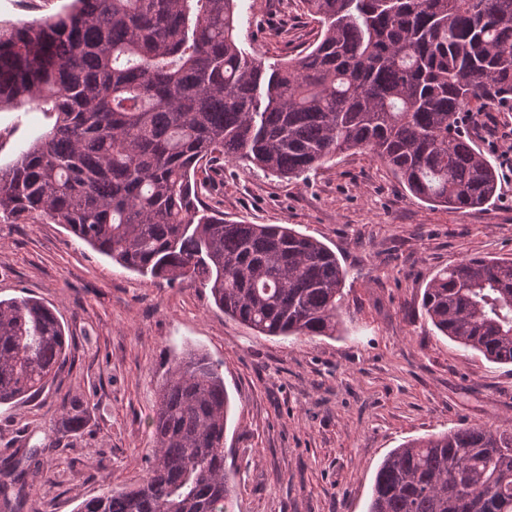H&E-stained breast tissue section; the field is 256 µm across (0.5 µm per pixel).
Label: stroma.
I'll return each mask as SVG.
<instances>
[{
	"label": "stroma",
	"instance_id": "35a3bbf8",
	"mask_svg": "<svg viewBox=\"0 0 512 512\" xmlns=\"http://www.w3.org/2000/svg\"><path fill=\"white\" fill-rule=\"evenodd\" d=\"M68 0H0V26L59 12ZM236 35L270 67L312 44L293 0H238ZM287 38L275 36L279 25ZM51 125L35 109L0 111V165ZM498 169L490 206L454 212L405 191L371 154L325 161L307 179L225 164L208 205L229 221L286 224L335 252L347 275L336 336L267 337L224 315L209 289L126 270L64 225L0 220V300L55 309L72 342L54 382L0 405V458L37 449L26 481H50L20 512H76L107 488L141 482L160 386L187 352L219 363L230 400L224 464L230 512H367L376 473L409 440L463 424L512 422V365L442 336L424 289L452 261L512 257V112L472 115ZM78 400L81 433L57 410Z\"/></svg>",
	"mask_w": 512,
	"mask_h": 512
}]
</instances>
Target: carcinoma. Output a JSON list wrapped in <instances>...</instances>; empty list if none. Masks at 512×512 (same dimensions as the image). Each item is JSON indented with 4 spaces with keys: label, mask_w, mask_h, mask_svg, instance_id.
Masks as SVG:
<instances>
[{
    "label": "carcinoma",
    "mask_w": 512,
    "mask_h": 512,
    "mask_svg": "<svg viewBox=\"0 0 512 512\" xmlns=\"http://www.w3.org/2000/svg\"><path fill=\"white\" fill-rule=\"evenodd\" d=\"M296 3L317 38L269 73L238 45L236 0H71L0 28V110L54 117L0 165V219L63 224L126 269L197 282L262 335H335L346 278L335 253L285 224L201 210V192L226 161L299 179L361 150L421 201L489 204L498 171L465 113L512 112V0ZM422 307L442 335L512 364V258L450 263ZM67 348L51 308L0 300V404L42 391ZM82 407L62 406L75 430ZM228 408L210 359L175 362L142 482L78 512H229ZM0 468V512H19L23 472L11 457ZM368 512H512V424L404 443L379 468Z\"/></svg>",
    "instance_id": "obj_1"
}]
</instances>
